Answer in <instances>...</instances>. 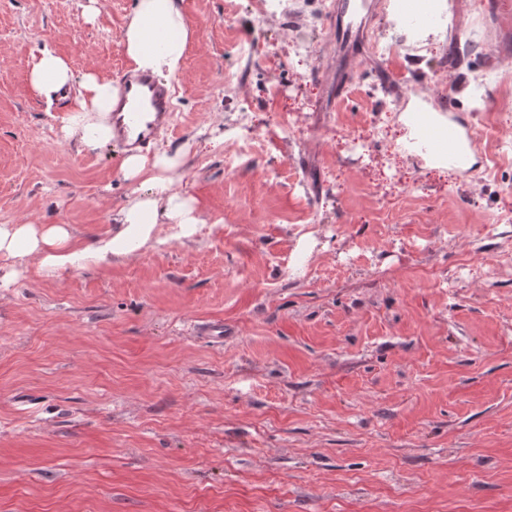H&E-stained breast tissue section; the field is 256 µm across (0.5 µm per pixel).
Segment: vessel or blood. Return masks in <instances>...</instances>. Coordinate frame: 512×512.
Wrapping results in <instances>:
<instances>
[{
    "mask_svg": "<svg viewBox=\"0 0 512 512\" xmlns=\"http://www.w3.org/2000/svg\"><path fill=\"white\" fill-rule=\"evenodd\" d=\"M370 8L369 0H337L333 24L336 66L318 72L321 81L333 88L335 101L343 100L348 70L366 47L363 16ZM118 84L121 93L113 113L112 139L131 149L147 148L158 132L172 125L174 89L135 69L121 71ZM412 120L432 157L465 166L467 150L476 143L474 133L425 112L414 113Z\"/></svg>",
    "mask_w": 512,
    "mask_h": 512,
    "instance_id": "b4317fda",
    "label": "vessel or blood"
}]
</instances>
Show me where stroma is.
I'll list each match as a JSON object with an SVG mask.
<instances>
[{"instance_id": "1", "label": "stroma", "mask_w": 512, "mask_h": 512, "mask_svg": "<svg viewBox=\"0 0 512 512\" xmlns=\"http://www.w3.org/2000/svg\"><path fill=\"white\" fill-rule=\"evenodd\" d=\"M136 2L0 0V224L90 248L145 193L124 150L61 133L83 76L128 66ZM389 2L387 60L365 53L335 104L322 0H181L154 148L185 150L175 185L204 223L109 264L0 265V512H512V266L482 272L512 250V223L483 231L512 211V166L482 179L479 144L467 172L437 167L407 119L451 98L477 129L493 100L512 152V82L483 86L512 44L415 42ZM45 46L72 72L48 103Z\"/></svg>"}]
</instances>
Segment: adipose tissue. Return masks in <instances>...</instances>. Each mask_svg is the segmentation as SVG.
I'll return each instance as SVG.
<instances>
[{
  "label": "adipose tissue",
  "mask_w": 512,
  "mask_h": 512,
  "mask_svg": "<svg viewBox=\"0 0 512 512\" xmlns=\"http://www.w3.org/2000/svg\"><path fill=\"white\" fill-rule=\"evenodd\" d=\"M190 36L180 0H137L124 28L122 46L136 70L171 79L182 68ZM71 79L68 64L53 51L43 48L34 55L30 82L37 94L52 97ZM117 98L118 90L110 79L95 73L85 75L82 91L62 127L64 138H78L88 149L109 142L110 114ZM182 159V154L164 151L150 157L126 156L122 163L125 177L147 185L149 193L128 199L116 213L112 236L100 239L92 249L74 248L71 234L62 224H1L0 259L33 257L40 268L58 272L89 258L107 262L135 255L158 243L162 224L168 225L173 238L194 235L202 222L196 201L176 188L170 177Z\"/></svg>",
  "instance_id": "obj_1"
}]
</instances>
